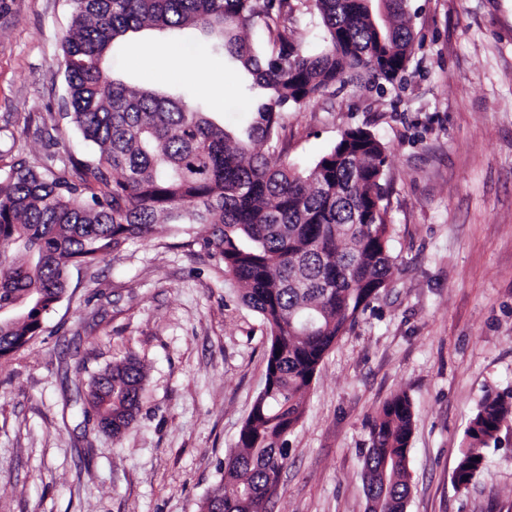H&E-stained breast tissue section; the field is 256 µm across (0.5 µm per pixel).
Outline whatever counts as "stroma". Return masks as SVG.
Segmentation results:
<instances>
[{"label": "stroma", "mask_w": 512, "mask_h": 512, "mask_svg": "<svg viewBox=\"0 0 512 512\" xmlns=\"http://www.w3.org/2000/svg\"><path fill=\"white\" fill-rule=\"evenodd\" d=\"M406 79L352 87L288 113L277 141L312 165L350 128L388 148L390 288L321 363L269 512H368L363 463L383 403H413L406 512H512V431L468 489L452 483L484 391L512 384V0H410ZM71 0H0V173L82 152L59 115ZM188 30L116 41L114 77L178 86L241 123L245 74L210 54L186 76ZM205 224H161L105 260L68 267L42 333L0 358V512H198L259 392L268 330L245 305ZM135 357L146 386L115 438L87 415L93 376Z\"/></svg>", "instance_id": "obj_1"}]
</instances>
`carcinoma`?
Here are the masks:
<instances>
[{"label":"carcinoma","instance_id":"carcinoma-1","mask_svg":"<svg viewBox=\"0 0 512 512\" xmlns=\"http://www.w3.org/2000/svg\"><path fill=\"white\" fill-rule=\"evenodd\" d=\"M320 18L322 44L295 37ZM258 27L255 45L246 31ZM194 28L249 76L243 127L217 124L186 93L130 87L105 63L130 31ZM409 0H73L62 45L61 117L89 147L60 172L22 163L0 179V357L25 346L67 290L70 263L91 266L159 224H207L208 246L242 301L269 329L265 380L224 460L231 485L209 495L210 512H265L288 460L283 438L302 419L304 395L324 357L391 284L397 257L387 221L386 147L348 129L313 166L275 158L287 112L336 83L378 89L405 79L413 50ZM267 146V152L256 150ZM145 378L136 361L93 377L88 403L112 436L134 423ZM413 405L400 393L370 427L363 480L369 512H405ZM512 429V386L485 391L469 419L453 474L468 488L485 450Z\"/></svg>","mask_w":512,"mask_h":512}]
</instances>
